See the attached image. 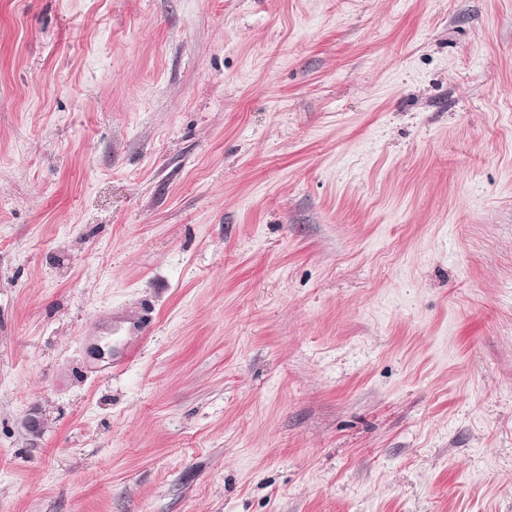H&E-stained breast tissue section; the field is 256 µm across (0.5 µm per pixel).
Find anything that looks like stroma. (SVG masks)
<instances>
[{
	"mask_svg": "<svg viewBox=\"0 0 512 512\" xmlns=\"http://www.w3.org/2000/svg\"><path fill=\"white\" fill-rule=\"evenodd\" d=\"M0 512H512V0H0Z\"/></svg>",
	"mask_w": 512,
	"mask_h": 512,
	"instance_id": "35a3bbf8",
	"label": "stroma"
}]
</instances>
